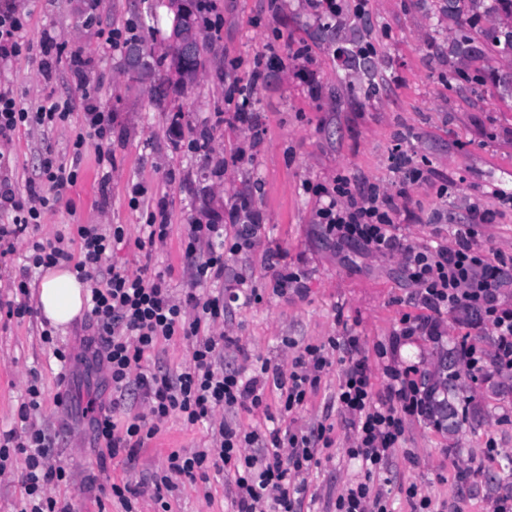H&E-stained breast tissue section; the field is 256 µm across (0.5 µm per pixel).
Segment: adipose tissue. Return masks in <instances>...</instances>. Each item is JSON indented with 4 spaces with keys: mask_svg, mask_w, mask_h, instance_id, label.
I'll list each match as a JSON object with an SVG mask.
<instances>
[{
    "mask_svg": "<svg viewBox=\"0 0 512 512\" xmlns=\"http://www.w3.org/2000/svg\"><path fill=\"white\" fill-rule=\"evenodd\" d=\"M87 292L67 267L47 269L39 283L37 307L52 325L63 326L80 316Z\"/></svg>",
    "mask_w": 512,
    "mask_h": 512,
    "instance_id": "1",
    "label": "adipose tissue"
}]
</instances>
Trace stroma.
Listing matches in <instances>:
<instances>
[{"instance_id":"stroma-1","label":"stroma","mask_w":512,"mask_h":512,"mask_svg":"<svg viewBox=\"0 0 512 512\" xmlns=\"http://www.w3.org/2000/svg\"><path fill=\"white\" fill-rule=\"evenodd\" d=\"M357 0H343V12L317 18L306 0H281L271 13L268 0H216L222 17L219 30H207V43L218 61L179 96L180 111L155 101L148 84L130 82L123 71V51L105 42L114 28H133L153 46L170 29L166 9H153L152 0H21L29 13L24 33L32 51L0 63V88L11 89L27 108L51 101H70L68 122L51 128L17 129L11 142H0L11 164L1 175L18 188L38 179L40 162L53 154L66 168L77 170L54 208L47 211L32 237L14 242L12 254L0 258V294H8L25 262L29 243L37 239L71 238L80 224H123L128 241L114 244L100 267L136 269L139 253L132 240L146 223V207L130 203L131 188L141 184L150 200L165 199L171 222L167 242L155 249L152 268L169 271L175 296L192 283V271L182 252L189 224L205 210L224 214L248 199L263 214L260 243L255 249L227 255L225 287L243 278L260 298L249 304L229 303L224 312L226 333L239 337L249 352L273 364H290L297 347L321 344L328 337L352 332L369 350L375 384H382L384 362L375 346H390L403 314H416L408 301L409 286L399 282L397 261L361 257L344 262L323 241L314 222L317 199L311 189L332 182L337 174L393 188L395 150L427 161L448 193L420 185L410 192L411 208L420 215L439 210L448 225L434 230L427 224H408L402 232L415 243L450 244L452 227L464 223L471 205L494 212L479 241L490 249L512 253V203L499 191H512V51H496V41L512 32V12L483 4L471 8L465 0H366L364 16H357ZM51 32L64 48L51 80L40 72L38 49L44 32ZM470 36L473 50L462 57L454 48ZM375 47L367 58L370 75L351 66L345 49ZM305 57L294 58L299 45ZM274 50L278 57L267 78L250 99L262 134L225 122L237 105L226 89L231 82L246 84L254 57ZM82 54L89 64L76 77L67 57ZM240 60L231 70L230 60ZM375 90H368V83ZM97 92L100 108L112 115L111 168L96 161L94 136L87 135L81 153L72 143L85 132L82 94ZM207 138L208 156L187 148L189 140ZM290 269L303 276L305 291L282 295L276 275ZM87 316H79L56 332V345L41 339L40 314L24 319L0 313V433L19 426L18 409L25 401L31 378L43 391L32 417L54 441L52 462L67 473L65 483L47 493L71 512H125L113 499L112 483L142 484L143 493L132 512H226L227 481L209 471L207 481L179 482L168 494L169 510L153 497L148 477L161 470L170 451L190 455L210 446L211 435L201 425H186L172 415L134 463L123 458L101 459L92 441L88 409L94 402H110L111 388L102 373L84 361ZM441 339L415 337L402 344L396 359L419 364L430 376L439 373L443 352L453 350L461 329L452 316L444 318ZM70 354L68 404L59 406V361L54 347ZM343 366L333 363L319 391L297 412L298 425L323 420L335 425L336 443L328 458L306 473L309 499L300 512H329L331 502L346 485L362 481L366 471L348 457L352 433L334 402ZM448 401L465 413L464 421L449 428L428 420L408 424L387 476H376L395 512H410L403 486L417 485L423 494L442 503L443 512H488L497 496L512 494V374L493 370L462 375ZM498 444L495 458L482 450L487 438ZM466 468L457 478L458 468Z\"/></svg>"}]
</instances>
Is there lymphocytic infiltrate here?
<instances>
[{"mask_svg": "<svg viewBox=\"0 0 512 512\" xmlns=\"http://www.w3.org/2000/svg\"><path fill=\"white\" fill-rule=\"evenodd\" d=\"M27 15L14 0H0V62L21 55L27 43L23 31ZM68 103L54 102L27 109L10 93L0 91V138L19 128L52 127L66 122ZM399 174L394 189L368 184L358 189L355 180L339 175L329 185L316 188L319 206L315 222L323 237L337 249L356 247L364 254L398 257L402 272L412 287L410 301L418 315L404 314L395 333L401 345L415 336H440L443 318L460 314L492 327L496 336L494 367L512 372V305L503 292L512 288V254L484 250L478 243L480 230L493 223L492 211L472 207L467 223L459 225L453 246H427L410 242L397 229L401 222H447V214L434 211L420 216L409 208L413 186L433 184L438 195L448 193L447 184H435L428 165L414 163L406 154L396 159ZM41 184H28L16 191L9 182H0V212L11 214L10 223L0 225V256L11 253L14 242L37 229L41 215L57 202L59 194L75 183L76 171L66 169L50 155L41 160ZM262 217L249 203L234 205L223 223L190 225L184 257L194 269L198 285L224 279L225 252L253 249L259 240ZM170 235L166 210L145 224L134 240L145 261L136 270L124 266L109 268L102 279H95L102 258L113 244L123 242L127 229L122 224L100 228L78 225L81 260L56 244L33 242L27 264L19 271L13 300L7 301V317L31 314L29 276L31 270L73 262L80 281L91 284L90 316L94 334L86 338L92 350V364L105 371V382L117 398L112 404H99L91 418L94 441L109 458L125 456L134 460L147 447L159 426L173 414H180L190 425H207L212 447L192 455L171 451L165 468L152 474L156 500L172 492L179 479L206 478L212 467H222L230 483L232 512H297L306 496L304 479L335 440L333 424L261 430L236 422L239 413H269L266 387L276 391L281 414L290 416L302 408L314 393L331 365L330 354L341 351L349 364L336 393L339 409L354 429L347 454L359 460L367 474L387 470L395 448L403 440L407 422L425 416L430 396L419 366L401 365L385 358L384 385L375 387L365 350L356 336L329 338L320 345H306L291 360L289 369L269 362L231 370L218 368L225 350L243 353L238 337L221 333L224 323L223 295L197 294L174 297L163 272L149 263L154 248ZM182 340L192 348L188 366L174 374L146 368L149 353L160 341ZM138 391L143 413L123 418L120 398ZM223 419H216L217 411ZM51 439L42 429L25 428L23 434L8 431L0 436V474L6 470L11 453L23 455L26 474L22 512H70L46 496L48 485L63 481L65 472L49 461ZM335 512H390L384 494L359 482L346 487L334 503Z\"/></svg>", "mask_w": 512, "mask_h": 512, "instance_id": "lymphocytic-infiltrate-1", "label": "lymphocytic infiltrate"}]
</instances>
